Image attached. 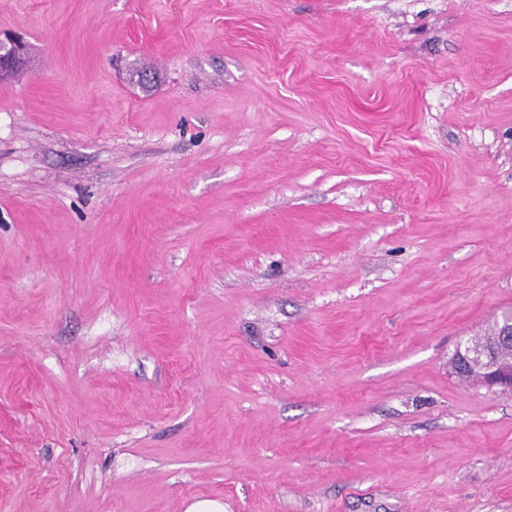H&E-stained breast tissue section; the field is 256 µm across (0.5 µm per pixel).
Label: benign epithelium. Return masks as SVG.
I'll return each instance as SVG.
<instances>
[{"label": "benign epithelium", "mask_w": 512, "mask_h": 512, "mask_svg": "<svg viewBox=\"0 0 512 512\" xmlns=\"http://www.w3.org/2000/svg\"><path fill=\"white\" fill-rule=\"evenodd\" d=\"M26 46L22 38L0 32V79L14 74L25 66ZM499 335L488 346L476 348L470 344L457 349L462 359H472L484 365L481 383L490 389L512 391V314L499 321Z\"/></svg>", "instance_id": "obj_1"}]
</instances>
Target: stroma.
Instances as JSON below:
<instances>
[{"instance_id":"stroma-1","label":"stroma","mask_w":512,"mask_h":512,"mask_svg":"<svg viewBox=\"0 0 512 512\" xmlns=\"http://www.w3.org/2000/svg\"><path fill=\"white\" fill-rule=\"evenodd\" d=\"M0 30V512H512V0ZM26 46L22 38L0 32V79L14 74L25 66ZM499 336L487 347L476 348L468 342L457 349L460 359H472L484 365L481 383L489 389L512 391V314H505L499 321ZM499 350V351H498Z\"/></svg>"}]
</instances>
